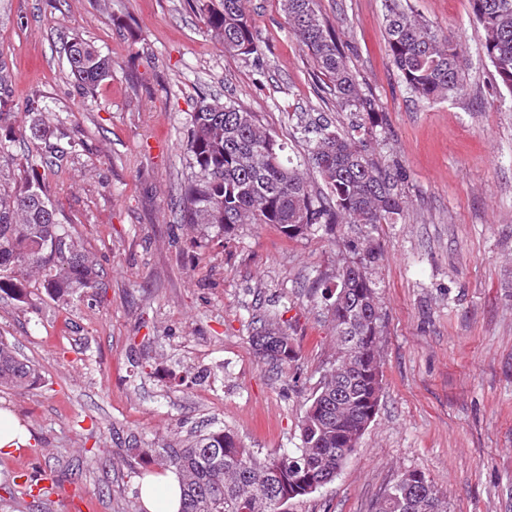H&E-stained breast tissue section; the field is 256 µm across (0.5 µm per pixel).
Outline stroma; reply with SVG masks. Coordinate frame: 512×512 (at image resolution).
Listing matches in <instances>:
<instances>
[{"label":"stroma","instance_id":"stroma-1","mask_svg":"<svg viewBox=\"0 0 512 512\" xmlns=\"http://www.w3.org/2000/svg\"><path fill=\"white\" fill-rule=\"evenodd\" d=\"M202 2L0 0L17 118L38 109L64 148L43 183L108 284L71 307L0 298V336L42 375L30 390L0 388V409L32 433L25 450L0 453V512H133L132 442L224 427L262 456L298 448L336 349L322 291L357 247L377 251L378 411L336 478L290 512H374L408 471L433 481L448 512H512V96L494 85L471 0H409L465 50L463 91L430 104L389 61L385 0H319L382 120L369 151L402 171L408 205L394 224L296 238L276 224L220 235L180 222L201 99L239 102L303 161L292 113L348 126L282 0H248L256 58L224 51ZM75 34L112 59L89 96L68 73ZM267 323L292 339L286 365L251 346ZM48 471L54 495L33 493Z\"/></svg>","mask_w":512,"mask_h":512}]
</instances>
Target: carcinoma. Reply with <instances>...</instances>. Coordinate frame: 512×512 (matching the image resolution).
Segmentation results:
<instances>
[{"label":"carcinoma","instance_id":"cac0c4a2","mask_svg":"<svg viewBox=\"0 0 512 512\" xmlns=\"http://www.w3.org/2000/svg\"><path fill=\"white\" fill-rule=\"evenodd\" d=\"M246 2L210 0L202 8L203 22L222 40L224 51L257 57L261 46ZM471 3L494 81L512 95V0ZM283 12L290 32L350 117L346 131L322 116L298 117L297 128L309 144L327 197L313 193L301 164L285 154L255 113L233 100L204 99L187 129L186 150L199 176L185 186L180 223L191 231L215 228L225 234L238 224H277L290 237L320 224L393 223L407 201L399 188L401 176L368 153L364 135L366 123H375L374 101L361 91L318 0H283ZM385 34L390 61L413 96L434 102L464 88L458 44L404 0H388ZM65 53L71 77L85 95L112 76V59L78 35L66 41ZM6 69L0 56V163L14 160L9 143L20 139L43 144L46 155L27 166L19 187L0 192V298L26 303L36 283L52 302L73 306L104 293L106 283L44 191L38 167L60 158V150L34 109L28 121H12ZM375 259L368 247L356 267L337 270L326 304L336 356L302 417L300 448L260 457L223 428L176 446L131 445L134 465L178 474L181 512H289L293 500L334 480L377 413L383 319L366 274ZM252 346L269 363L283 365L295 356L290 336L272 325L257 331ZM40 380L36 366L0 336V387L28 390ZM376 512H448V503L423 474L409 471L376 503Z\"/></svg>","mask_w":512,"mask_h":512}]
</instances>
